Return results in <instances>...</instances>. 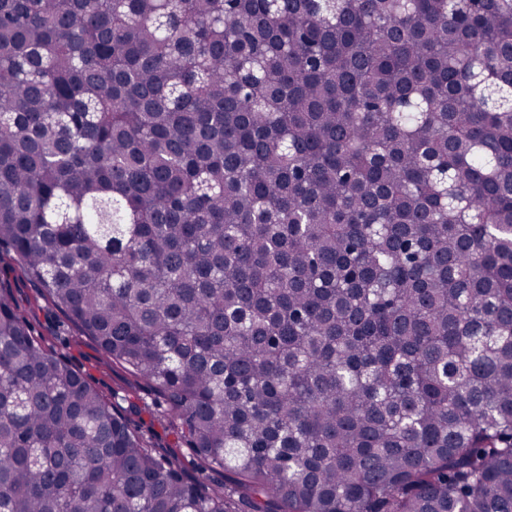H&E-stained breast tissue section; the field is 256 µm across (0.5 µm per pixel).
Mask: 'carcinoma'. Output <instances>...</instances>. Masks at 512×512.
<instances>
[{
  "instance_id": "obj_1",
  "label": "carcinoma",
  "mask_w": 512,
  "mask_h": 512,
  "mask_svg": "<svg viewBox=\"0 0 512 512\" xmlns=\"http://www.w3.org/2000/svg\"><path fill=\"white\" fill-rule=\"evenodd\" d=\"M4 262L0 512H512V0H0ZM14 275L11 274L15 284L14 288H10L12 299L19 313L31 323L34 334L41 336L46 344L53 346L76 369L89 373L92 382L102 391L107 394L125 392L139 398L141 411L132 419L140 425L151 444L155 448L184 455L189 459V451L180 447L172 424L154 408L155 396L147 385L136 381L121 365L104 358L89 340L80 338V342L74 343L73 340L79 334L65 314L44 300L37 299L35 286ZM63 338L68 339V344L63 342Z\"/></svg>"
}]
</instances>
